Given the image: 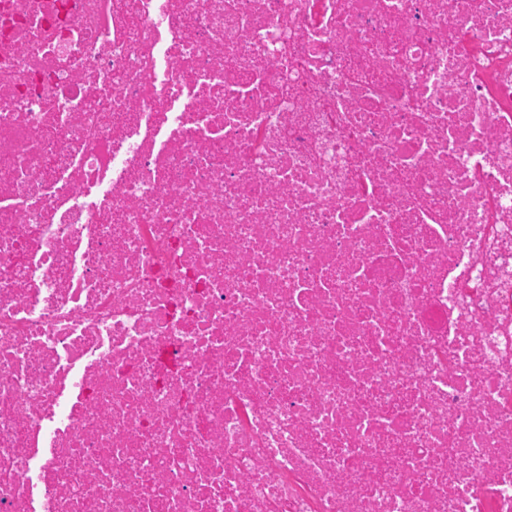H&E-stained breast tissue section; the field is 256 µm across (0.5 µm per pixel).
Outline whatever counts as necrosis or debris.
<instances>
[{
    "instance_id": "4bbe7bcc",
    "label": "necrosis or debris",
    "mask_w": 512,
    "mask_h": 512,
    "mask_svg": "<svg viewBox=\"0 0 512 512\" xmlns=\"http://www.w3.org/2000/svg\"><path fill=\"white\" fill-rule=\"evenodd\" d=\"M0 512H512V0H0Z\"/></svg>"
}]
</instances>
